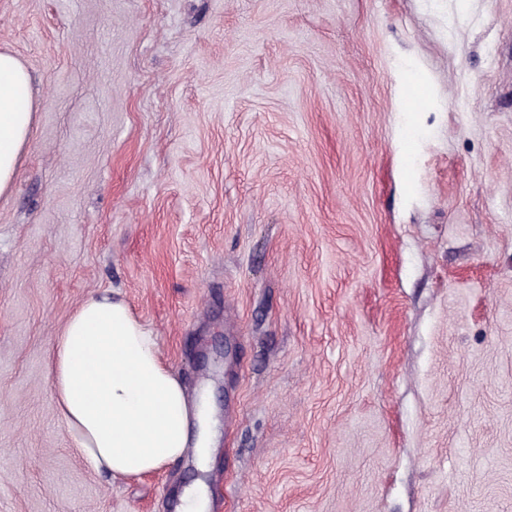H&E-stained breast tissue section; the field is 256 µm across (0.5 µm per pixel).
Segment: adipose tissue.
Wrapping results in <instances>:
<instances>
[{
  "label": "adipose tissue",
  "instance_id": "obj_1",
  "mask_svg": "<svg viewBox=\"0 0 512 512\" xmlns=\"http://www.w3.org/2000/svg\"><path fill=\"white\" fill-rule=\"evenodd\" d=\"M38 104L28 69L0 51V196L12 190ZM50 383L58 415L95 470L116 478L164 470L211 443L205 399H190L156 340L117 295L86 299L55 338Z\"/></svg>",
  "mask_w": 512,
  "mask_h": 512
}]
</instances>
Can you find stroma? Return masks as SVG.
<instances>
[{
	"instance_id": "35a3bbf8",
	"label": "stroma",
	"mask_w": 512,
	"mask_h": 512,
	"mask_svg": "<svg viewBox=\"0 0 512 512\" xmlns=\"http://www.w3.org/2000/svg\"><path fill=\"white\" fill-rule=\"evenodd\" d=\"M0 512H512V0H0ZM423 98L410 106L408 83ZM120 294L215 434L92 469L54 338ZM38 104L28 69L0 51V196L9 194L35 128Z\"/></svg>"
}]
</instances>
